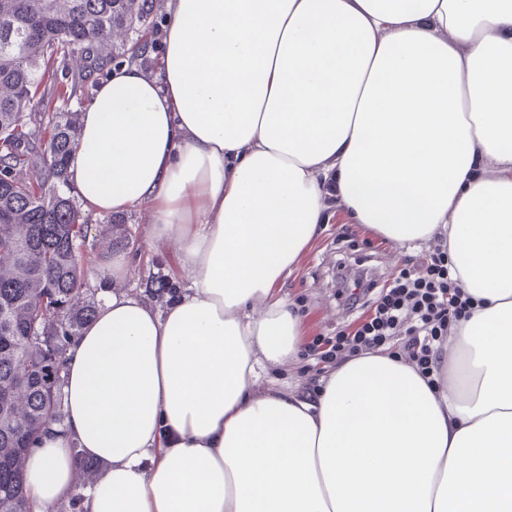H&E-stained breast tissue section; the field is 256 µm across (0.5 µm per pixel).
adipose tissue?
<instances>
[{
    "label": "adipose tissue",
    "mask_w": 512,
    "mask_h": 512,
    "mask_svg": "<svg viewBox=\"0 0 512 512\" xmlns=\"http://www.w3.org/2000/svg\"><path fill=\"white\" fill-rule=\"evenodd\" d=\"M164 70L113 69L81 114L73 193L146 209L189 284L112 296L67 348L64 427L29 455L37 512H512V0H169ZM335 186L405 247L448 239L471 299L437 372L387 349L308 398L276 283Z\"/></svg>",
    "instance_id": "obj_1"
}]
</instances>
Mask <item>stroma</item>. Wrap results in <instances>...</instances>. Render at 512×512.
Listing matches in <instances>:
<instances>
[{"label":"stroma","instance_id":"stroma-1","mask_svg":"<svg viewBox=\"0 0 512 512\" xmlns=\"http://www.w3.org/2000/svg\"><path fill=\"white\" fill-rule=\"evenodd\" d=\"M152 19L141 55H113L111 66L132 62L158 73L168 19L167 0H156ZM126 217L128 272L124 278L112 280L98 274L96 261L107 219L87 214L92 231L81 247L86 268L85 290L100 303L112 292L126 291L148 298L157 307H166L188 284L177 250L174 245L151 237L145 210H131ZM404 255V249L395 243L354 223L341 205L329 203L320 233L293 272L275 287L276 294L293 303L300 316V353L288 368L269 369V378L304 396H315L327 365L314 358L311 351L328 338L347 332L355 316L348 292L336 286L338 265H360L388 280L403 270Z\"/></svg>","mask_w":512,"mask_h":512}]
</instances>
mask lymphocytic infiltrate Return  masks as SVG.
Masks as SVG:
<instances>
[{"mask_svg": "<svg viewBox=\"0 0 512 512\" xmlns=\"http://www.w3.org/2000/svg\"><path fill=\"white\" fill-rule=\"evenodd\" d=\"M423 274L402 273L384 284L372 313L360 319L353 330L338 339L321 356L332 359L343 350L351 352L382 347L398 329H405L407 348L420 372L435 368L436 343L448 330L449 316H461L470 306L448 262L446 238H438L431 254L422 257Z\"/></svg>", "mask_w": 512, "mask_h": 512, "instance_id": "f902f5d3", "label": "lymphocytic infiltrate"}]
</instances>
